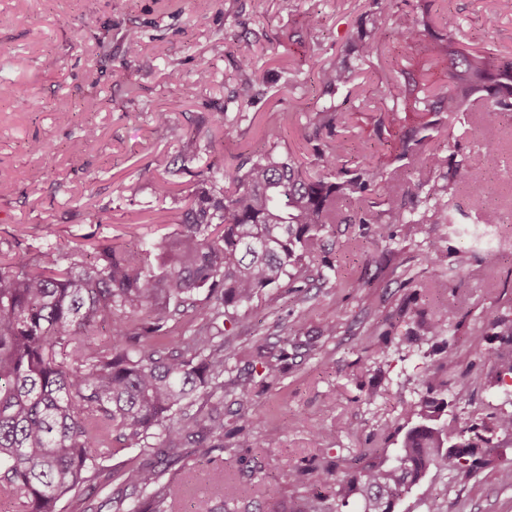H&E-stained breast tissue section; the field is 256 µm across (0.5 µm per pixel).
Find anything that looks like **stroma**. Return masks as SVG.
<instances>
[{
    "label": "stroma",
    "instance_id": "1",
    "mask_svg": "<svg viewBox=\"0 0 512 512\" xmlns=\"http://www.w3.org/2000/svg\"><path fill=\"white\" fill-rule=\"evenodd\" d=\"M438 25L454 24L476 46L512 55V0H438ZM369 0H0V252L36 263L54 247L74 242H156L178 227L173 200L156 184L165 164L176 198L191 193L208 165L231 166L268 150L312 158L309 118L327 104L317 82L320 63L335 59ZM321 23L308 29L309 13ZM141 34V57L126 54L124 35ZM252 68H244L243 60ZM255 77L250 97L245 78ZM361 92L341 106L337 124L340 163L352 166L357 139L375 140L371 108L381 76L364 72ZM170 115L168 124L155 113ZM296 125L279 132L282 113ZM98 136L86 142L84 130ZM195 141L199 156L185 160ZM42 152H34V145ZM477 169L490 190L472 198L457 189L455 217L421 192L429 172L414 160L388 165L391 188L417 201L427 222L403 230L397 223H360L359 205L338 207L323 249L243 308L224 335V355L243 376L259 362L257 346L283 348V337L303 345L289 350L276 379L253 381L252 402L239 412L235 394L224 397V448L212 462L188 461L166 478L203 488L218 470L229 471L240 506L265 512V491L280 489L293 505L318 483L330 463L353 465L366 449L392 461L415 419L404 406L426 397L434 381L445 398L465 390L454 412L460 426L493 405L512 411V380L497 383L493 357L512 356V343L495 338L488 308L512 314V113L493 127L478 117L449 120L424 146ZM388 228L389 237L379 235ZM478 229L493 239L498 264L465 236ZM441 251L446 262L431 265ZM468 264L458 268L460 253ZM334 266L335 277L321 271ZM441 320L445 332L418 343L424 327ZM350 423L351 431L341 430ZM263 447H254L255 439ZM495 466L461 480L429 473L406 493L395 512H512V436L494 435ZM298 467L290 477L285 464Z\"/></svg>",
    "mask_w": 512,
    "mask_h": 512
}]
</instances>
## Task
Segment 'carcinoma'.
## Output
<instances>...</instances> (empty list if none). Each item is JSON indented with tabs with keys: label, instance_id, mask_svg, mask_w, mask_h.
<instances>
[{
	"label": "carcinoma",
	"instance_id": "obj_1",
	"mask_svg": "<svg viewBox=\"0 0 512 512\" xmlns=\"http://www.w3.org/2000/svg\"><path fill=\"white\" fill-rule=\"evenodd\" d=\"M435 0L408 11L403 0H371L346 41L344 57L318 67L326 91L341 95L357 72L371 69L386 87L373 111L385 129L401 112L421 116L402 138L394 162L418 154L428 132L465 112L486 124L512 112V58L463 47L457 28H436ZM418 44V55L385 53L390 40ZM448 64V85L436 74ZM339 108L315 111L316 129H331ZM386 138L360 140L361 161L336 165V148L315 154L312 173L294 156L272 151L234 166H208L180 208V231L159 243L133 248L103 244L90 252L75 244L61 255L42 252L41 264L0 258V500L12 512H62L61 501L88 483L112 482L104 462L119 449L139 448L145 459L121 472L123 487L99 506L80 501L79 512H176L188 491L162 480L159 465L188 458L209 460L224 450V332L209 324L176 346L168 337L202 300L213 318L273 288L324 245L336 204L369 202L378 217L418 224L425 216L402 213L383 167L372 162ZM428 194L447 185L480 197L485 179L470 165L441 152L425 158ZM486 323L512 343V318L497 310ZM108 328V338L96 339ZM203 399L192 413L193 399ZM445 404L427 397L404 411L417 422L403 435L395 461L384 465L367 449L356 466L324 467L323 485L336 495H308L292 510L269 490L266 512H343L358 496L362 512H394L400 498L430 471L463 478L494 464L490 440L474 442L473 427L438 423ZM491 433L512 436V412L487 415ZM213 495L238 501L234 485L219 477Z\"/></svg>",
	"mask_w": 512,
	"mask_h": 512
}]
</instances>
